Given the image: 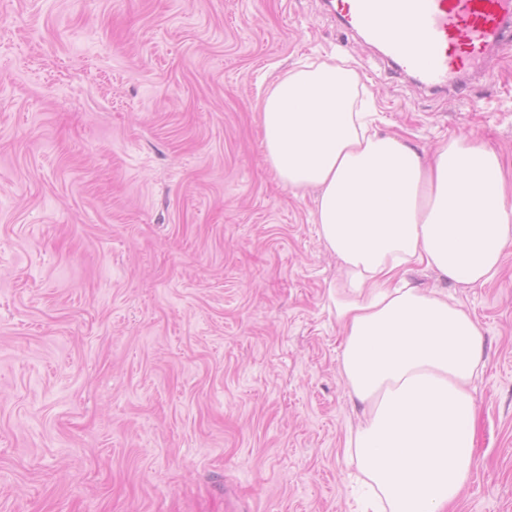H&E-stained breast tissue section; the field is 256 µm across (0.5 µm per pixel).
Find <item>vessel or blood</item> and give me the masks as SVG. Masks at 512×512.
Here are the masks:
<instances>
[{"instance_id":"1","label":"vessel or blood","mask_w":512,"mask_h":512,"mask_svg":"<svg viewBox=\"0 0 512 512\" xmlns=\"http://www.w3.org/2000/svg\"><path fill=\"white\" fill-rule=\"evenodd\" d=\"M348 29L380 42L423 88L460 92L512 48V0H338Z\"/></svg>"}]
</instances>
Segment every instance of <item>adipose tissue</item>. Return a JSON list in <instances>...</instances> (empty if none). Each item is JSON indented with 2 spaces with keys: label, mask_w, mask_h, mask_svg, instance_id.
Returning a JSON list of instances; mask_svg holds the SVG:
<instances>
[{
  "label": "adipose tissue",
  "mask_w": 512,
  "mask_h": 512,
  "mask_svg": "<svg viewBox=\"0 0 512 512\" xmlns=\"http://www.w3.org/2000/svg\"><path fill=\"white\" fill-rule=\"evenodd\" d=\"M361 86L344 62L289 71L258 103L264 157L284 187L317 191L313 222L339 265L329 298L360 512H450L475 466L484 340L447 288L498 275L512 189L485 146L455 138L428 156L380 133ZM417 266L443 287L416 285Z\"/></svg>",
  "instance_id": "ef3b65f1"
}]
</instances>
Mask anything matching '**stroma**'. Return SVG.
I'll return each mask as SVG.
<instances>
[{
	"label": "stroma",
	"mask_w": 512,
	"mask_h": 512,
	"mask_svg": "<svg viewBox=\"0 0 512 512\" xmlns=\"http://www.w3.org/2000/svg\"><path fill=\"white\" fill-rule=\"evenodd\" d=\"M330 55L382 130L512 178V51L456 95L326 0H0V512H354L338 265L256 108ZM448 292L485 338L456 512H512V246Z\"/></svg>",
	"instance_id": "stroma-1"
}]
</instances>
